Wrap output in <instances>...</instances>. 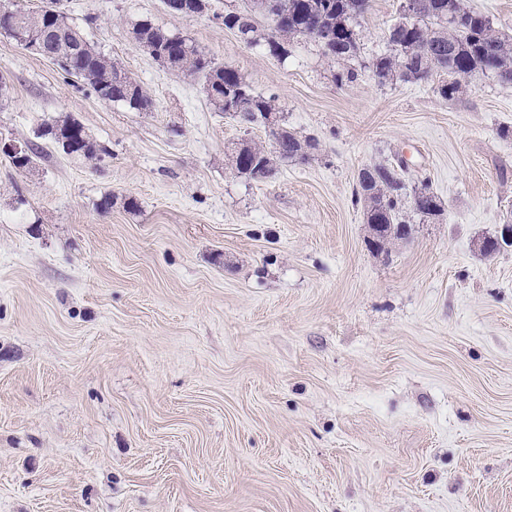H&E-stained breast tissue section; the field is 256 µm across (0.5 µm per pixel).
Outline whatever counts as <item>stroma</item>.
Returning <instances> with one entry per match:
<instances>
[{
	"instance_id": "obj_1",
	"label": "stroma",
	"mask_w": 512,
	"mask_h": 512,
	"mask_svg": "<svg viewBox=\"0 0 512 512\" xmlns=\"http://www.w3.org/2000/svg\"><path fill=\"white\" fill-rule=\"evenodd\" d=\"M162 0H57L153 102L101 100L0 33V512H512V84L444 99L379 83L399 0L358 20L355 81L305 38L283 53ZM151 20L274 96L317 143L257 183L231 143L266 127L132 39ZM78 120L104 153H59ZM406 158L445 212L369 248L361 168Z\"/></svg>"
}]
</instances>
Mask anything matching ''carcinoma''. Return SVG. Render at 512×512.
<instances>
[{
    "label": "carcinoma",
    "instance_id": "carcinoma-1",
    "mask_svg": "<svg viewBox=\"0 0 512 512\" xmlns=\"http://www.w3.org/2000/svg\"><path fill=\"white\" fill-rule=\"evenodd\" d=\"M254 5L244 12L224 15V26L237 33L240 40L254 46L264 40L271 51L281 47V42L295 37L316 40L307 31L311 19L322 21V31L330 39L331 56L344 68L337 75L340 81L352 82L358 71L350 66L359 49V32L356 17L362 13L366 0H253ZM265 16L285 14L284 23L275 32L263 34L253 19V12ZM14 23L25 31L46 35L45 53L67 75L90 85L104 101L122 102L137 112L152 105L143 88L98 51L76 25L52 9L22 11L15 9ZM132 38L139 45H146L155 52L168 53L165 65L169 70L198 79L209 86L214 78L222 81L223 89L216 96H208L211 105L219 112H228L244 123L257 120L267 122L275 111L271 99L254 94L240 73L230 67L215 65L193 41L153 24L148 20L136 22ZM389 52L372 63V73L379 82L393 79L419 82L441 73L448 76L440 86V94L452 99L461 89V81L479 74L494 75L500 82L512 84V39H507L493 28L487 16L473 15L463 0H421V8L409 20H400L389 30ZM311 146L295 133L283 136V150L273 153L260 144L245 142L243 152L247 161L258 159L261 167L238 168L236 172L253 180L256 173H275L276 160H306L303 149ZM429 192L425 183L406 192V183L395 166L378 162L362 168L357 176L354 202L364 203L366 224H381L378 230L389 248L400 239L399 229L405 226L402 212L405 206H414L415 198Z\"/></svg>",
    "mask_w": 512,
    "mask_h": 512
}]
</instances>
